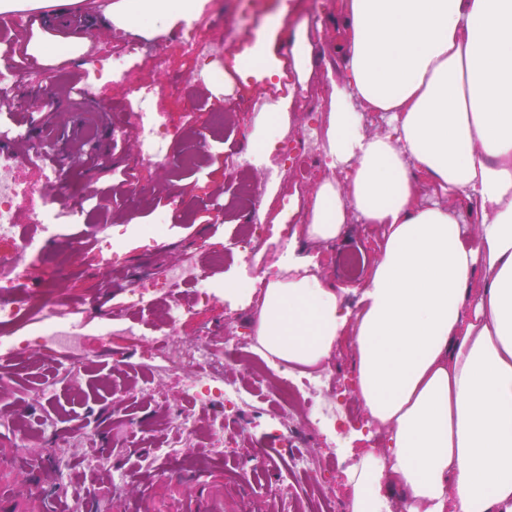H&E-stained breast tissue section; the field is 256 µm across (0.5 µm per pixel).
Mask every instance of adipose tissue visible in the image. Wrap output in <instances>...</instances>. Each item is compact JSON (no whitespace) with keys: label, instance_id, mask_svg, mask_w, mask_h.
Returning a JSON list of instances; mask_svg holds the SVG:
<instances>
[{"label":"adipose tissue","instance_id":"adipose-tissue-1","mask_svg":"<svg viewBox=\"0 0 512 512\" xmlns=\"http://www.w3.org/2000/svg\"><path fill=\"white\" fill-rule=\"evenodd\" d=\"M341 16L325 148L345 179L314 189L295 233L327 246L355 217L383 246L352 311L312 255L282 259L256 342L302 376L349 344L389 448L347 470L348 512L393 492L396 512H512V0H344ZM365 110L393 133H363ZM425 183L445 202L418 204Z\"/></svg>","mask_w":512,"mask_h":512}]
</instances>
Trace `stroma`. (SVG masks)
Returning <instances> with one entry per match:
<instances>
[{
  "label": "stroma",
  "mask_w": 512,
  "mask_h": 512,
  "mask_svg": "<svg viewBox=\"0 0 512 512\" xmlns=\"http://www.w3.org/2000/svg\"><path fill=\"white\" fill-rule=\"evenodd\" d=\"M338 7L339 0H254L246 10L238 0H200L194 19L200 36L234 39L224 69L249 80L250 93H269L273 72L301 83V106L285 100L279 109L280 133L293 134L304 129L307 119L324 118L336 106L334 85L344 66L336 53ZM181 25V19L173 17L150 28L140 22H116L89 32V53H103L107 40L116 53L128 45L136 49L126 74L102 81L99 121L80 112L69 93L70 85L83 79L84 59L52 66L39 86L41 97L49 102L48 114H63V125L70 129L94 128L100 144L110 150V166L129 180L113 191L100 171L60 168L50 189L56 206L82 197L90 186L97 189L99 202L37 263L32 276L37 285H49L79 302L100 294V272L111 267V302L117 305L142 276L163 280L186 254H195L216 290L207 306L194 308L182 321L178 337L190 344L206 332L225 344L224 376L234 380L243 373L236 350L256 308L239 309L224 298L225 282L239 271L237 258L225 257L224 245L243 222L236 187L224 171V151L230 147L250 151V138L260 132L261 123L242 109L231 113L225 126H212V113L224 109L223 94L209 85L185 83L194 62L178 38ZM143 80L160 87L158 106L169 126L165 141L169 157L159 164L149 163L145 152L127 151L128 140L138 135L133 97L136 84ZM190 153L198 155V164L182 168V158ZM249 178L261 191L263 222L268 226L259 261L269 264L288 250H304L303 241L289 248L280 239L281 202L294 188L289 175L270 179L258 170ZM161 212L168 217V233L162 240L146 242L140 227ZM102 224L112 227L122 265H113L111 256L95 243ZM382 241L379 225L348 224L339 241L320 250L328 282L362 285L363 275H350L344 258L355 251L374 261ZM133 378L148 383L149 395L129 389ZM3 392L8 398L0 400V456L13 458L15 467L0 473V483L14 493L0 502V512H43L44 495L80 484L96 488L95 497L83 502V512H101L108 504L114 512H181V505L191 497L192 488L173 485L158 474L156 448L167 445L173 436L176 416L192 409L177 375L160 362L136 355L118 367L96 354L72 376L43 349L33 347L23 360L0 370ZM21 413L36 421L48 419L50 426L28 442L14 440L9 425ZM282 430L300 437L302 450L315 460L313 473L289 472L279 460L277 435ZM339 432L345 438L336 448L332 441ZM374 446L385 449L389 442L374 441L348 418L310 433L302 410L296 409L280 430L256 429L249 420L227 419L223 447H213L210 437H200L193 449L183 450L182 460L171 459L167 465H197L221 478L243 472L242 480L228 486L234 512H298L315 482L332 512H347L344 471L355 463V449Z\"/></svg>",
  "instance_id": "stroma-1"
}]
</instances>
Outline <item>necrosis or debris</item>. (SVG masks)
<instances>
[{
  "label": "necrosis or debris",
  "mask_w": 512,
  "mask_h": 512,
  "mask_svg": "<svg viewBox=\"0 0 512 512\" xmlns=\"http://www.w3.org/2000/svg\"><path fill=\"white\" fill-rule=\"evenodd\" d=\"M181 39L185 48L195 59L196 66L188 79L194 83L208 84L223 90L226 107L241 105L239 81L224 78V57L233 47L231 38L219 42L203 40L195 27L184 28ZM128 56L124 53L104 54L89 61L85 78L74 94L79 98L94 95L103 77L125 73ZM322 156L321 130L319 126H309L301 135L295 136L292 143H280L270 153L258 151L250 155L228 150L224 153V166L233 172H244L255 164H263L268 170H293L298 177H305L308 168ZM20 163L16 154L0 153V242L10 244V254L0 255V288L11 289L12 294L0 298V334L11 337L12 356L21 358L31 343L53 348L57 365L71 372L80 371L90 359L85 339L78 329L84 315L74 311L68 298L57 297L52 307H45L34 301L20 286L25 281L32 265L45 255L44 243L62 237L65 228L81 219L87 206L96 204L94 190H87L83 204L70 211L53 207L49 188L57 179L54 169H44L36 182H22L19 177ZM237 191L244 203L250 219L235 235L229 247L240 256L241 273L238 284L243 292L241 302L255 298L259 288L256 271L257 231L261 227V194L258 188L244 182ZM25 209L27 222L34 232L21 235L15 221L17 209ZM160 286L166 294L162 326L145 332L128 326L130 311L136 310L145 295L144 288L131 290L125 304L113 307L105 325V338L122 340L126 345L139 347L146 344L154 358L162 360L179 373L182 393L199 408L209 410L213 420L208 427H200L195 416L187 413L176 424V447H190L200 430H207L216 441L224 439V413L226 409L243 410L251 404V388L255 385H274L272 410L266 415L268 425L283 424L287 414L295 406L303 404L308 408V425L317 428L336 414L335 408L322 399L327 387L329 374H319L310 378L293 379L286 366L258 357H250V388L224 377V354L216 349L210 337L202 336L192 344H181L177 339L178 326L187 312L177 293L183 286L195 290V304L209 302L212 288L203 268L197 265L173 271ZM35 319L39 325L33 336L19 334L18 329L25 321Z\"/></svg>",
  "instance_id": "1"
}]
</instances>
